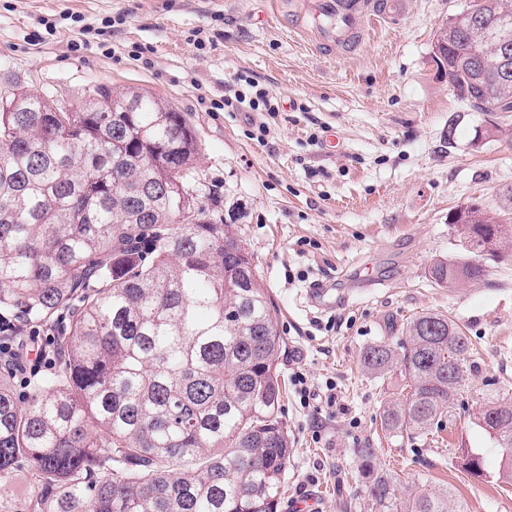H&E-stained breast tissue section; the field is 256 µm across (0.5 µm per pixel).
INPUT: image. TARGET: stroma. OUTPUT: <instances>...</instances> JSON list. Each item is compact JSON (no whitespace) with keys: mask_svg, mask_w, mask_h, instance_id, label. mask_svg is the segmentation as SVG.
Segmentation results:
<instances>
[{"mask_svg":"<svg viewBox=\"0 0 512 512\" xmlns=\"http://www.w3.org/2000/svg\"><path fill=\"white\" fill-rule=\"evenodd\" d=\"M468 3L406 0L399 22L371 29L356 51L326 54L292 27L297 0H0V90L78 102L108 85L187 113L200 177L250 252L287 343L281 419L292 452L278 512L310 497L318 512H379L360 476L367 445L400 493L445 488L464 512H512V485L498 478L504 451L476 419L486 381L512 400V248L475 285L429 275L437 261L468 257L451 215L472 202L497 208L512 186V112L472 110L432 59L439 28ZM241 74L282 112L211 111ZM366 262L380 287H358ZM321 281L352 299L317 309L307 293ZM423 313L460 326L477 374L453 417L413 441L381 427L401 378L370 376L361 358L377 342L401 347ZM297 371L311 388L305 405ZM469 449L482 476L461 466Z\"/></svg>","mask_w":512,"mask_h":512,"instance_id":"1","label":"stroma"}]
</instances>
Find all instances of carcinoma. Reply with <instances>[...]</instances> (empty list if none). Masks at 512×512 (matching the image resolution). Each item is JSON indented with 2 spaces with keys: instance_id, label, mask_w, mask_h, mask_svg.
<instances>
[{
  "instance_id": "cac0c4a2",
  "label": "carcinoma",
  "mask_w": 512,
  "mask_h": 512,
  "mask_svg": "<svg viewBox=\"0 0 512 512\" xmlns=\"http://www.w3.org/2000/svg\"><path fill=\"white\" fill-rule=\"evenodd\" d=\"M484 22L465 11L437 36L434 62L476 110L501 88L485 64L497 36L512 37V3L481 0ZM127 111H112L113 97ZM76 106L18 87L0 92V339L20 328L54 330V369L24 404L0 367V481L25 469L34 488L23 512H278L290 441L281 417L286 341L277 309L249 253L221 216L177 220L173 195L195 183L198 152L186 113L140 92L97 86ZM158 142L168 151L153 153ZM473 253L512 225L457 224ZM440 260L431 278L475 283ZM398 352L372 344L363 367L398 372L401 398L383 409L395 437L427 439L454 415L470 344L448 318L422 313ZM457 377L448 379V368ZM479 425L512 448V402L487 396ZM368 492L380 512H461L446 490L411 498L375 473L360 448Z\"/></svg>"
}]
</instances>
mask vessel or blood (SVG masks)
Returning <instances> with one entry per match:
<instances>
[{"label": "vessel or blood", "mask_w": 512, "mask_h": 512, "mask_svg": "<svg viewBox=\"0 0 512 512\" xmlns=\"http://www.w3.org/2000/svg\"><path fill=\"white\" fill-rule=\"evenodd\" d=\"M402 12L403 0H303L295 28L313 37L316 49L347 51L371 26Z\"/></svg>", "instance_id": "1"}]
</instances>
